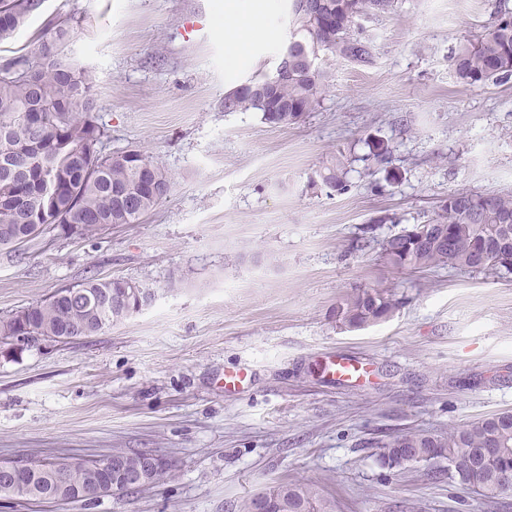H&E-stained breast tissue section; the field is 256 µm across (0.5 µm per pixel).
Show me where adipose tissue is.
Returning <instances> with one entry per match:
<instances>
[{"label":"adipose tissue","mask_w":512,"mask_h":512,"mask_svg":"<svg viewBox=\"0 0 512 512\" xmlns=\"http://www.w3.org/2000/svg\"><path fill=\"white\" fill-rule=\"evenodd\" d=\"M278 0H224L225 67L236 74L251 59L253 48L275 43L279 37L272 20Z\"/></svg>","instance_id":"adipose-tissue-1"}]
</instances>
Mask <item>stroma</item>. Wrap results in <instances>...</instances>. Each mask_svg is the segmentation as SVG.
Here are the masks:
<instances>
[{
  "label": "stroma",
  "mask_w": 512,
  "mask_h": 512,
  "mask_svg": "<svg viewBox=\"0 0 512 512\" xmlns=\"http://www.w3.org/2000/svg\"><path fill=\"white\" fill-rule=\"evenodd\" d=\"M501 2L512 9L398 0L366 25L372 63L319 54L329 82L318 105L277 128L223 100L232 81L274 72L296 28L292 0L280 4L279 42L232 80L224 0H44L0 61L69 25L72 57L96 80L103 153L140 149L173 185L139 223L0 250V320L92 275L153 296L95 336L0 341V460L149 449L175 477L90 506L2 498L0 512H238L285 481L315 485L336 512H512V495L482 499L451 483L443 460L389 474L375 447L512 411V272L398 269L376 245L450 193L512 192V81L465 87L448 62ZM193 16L206 34L191 42ZM378 139L390 167L366 159ZM334 156L347 189L310 188ZM358 290L400 307L346 329L336 308ZM332 357L365 364L367 381L322 377ZM240 365L248 379L225 394V370Z\"/></svg>",
  "instance_id": "stroma-1"
}]
</instances>
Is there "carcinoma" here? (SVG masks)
<instances>
[{
	"label": "carcinoma",
	"instance_id": "cac0c4a2",
	"mask_svg": "<svg viewBox=\"0 0 512 512\" xmlns=\"http://www.w3.org/2000/svg\"><path fill=\"white\" fill-rule=\"evenodd\" d=\"M334 25L293 0L297 31L304 38L288 43L283 55L294 61L288 75L263 92L268 82L258 77L224 95V109L258 112L264 123L288 127L318 103L328 76L306 65L324 52L360 65L372 63L373 51L363 36V23L394 10L395 0H325ZM42 0H0L8 12L0 22V44L11 41ZM74 31L66 25L49 30L32 56L20 55L0 64V249L16 251L46 230L87 235L114 224H136L170 193L172 180L164 167L137 149L105 155L104 130L97 122L95 82L91 72L70 56ZM456 81L465 87L512 80V11L496 13L486 31L460 43L450 55ZM378 164L391 163L383 141L369 145ZM348 170L336 159L315 171L311 188L342 191ZM383 260L397 268H452L460 271H512V195L457 191L448 195L435 215L380 242ZM141 286L123 278L90 276L72 286L75 296L60 302L57 295L22 307L0 320V335H26L31 340L67 342L71 336H93L136 312L135 298L126 295ZM398 302L380 293L362 291L343 298L336 316L348 329H364L389 317ZM130 467L146 464L150 451H116ZM448 461V479L481 497L501 495L497 472L512 470V411L496 413L433 434L402 431L379 446V461L401 473L414 465ZM102 461L85 459L69 471L66 482L52 463H34L24 489L0 483V496L26 501H76L93 484L109 496L112 473ZM173 476L164 461L149 473L142 488ZM266 512H336L333 499L310 484L280 482L265 487L240 504L252 512L255 501Z\"/></svg>",
	"mask_w": 512,
	"mask_h": 512
}]
</instances>
